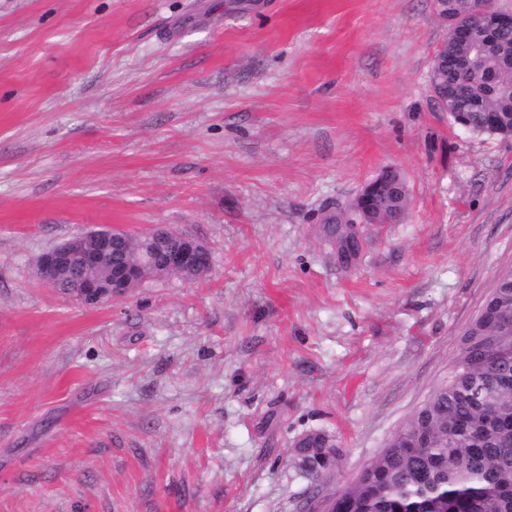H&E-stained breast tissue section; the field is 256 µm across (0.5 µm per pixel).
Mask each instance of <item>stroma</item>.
Returning <instances> with one entry per match:
<instances>
[{
  "mask_svg": "<svg viewBox=\"0 0 512 512\" xmlns=\"http://www.w3.org/2000/svg\"><path fill=\"white\" fill-rule=\"evenodd\" d=\"M447 37L432 0H0V512H308L359 475L512 265V136L441 110ZM388 168L403 217L341 269L319 219ZM98 225L209 270L43 285ZM133 237L144 242L145 255L115 264L113 243ZM174 238H179V243L169 245ZM73 266L80 270V276L72 281L77 299L83 305L97 306L127 297L152 277L177 274L185 281H194L208 270L209 252L197 240L163 225L137 236L109 228L80 230L42 252L36 274L51 288L61 280L57 289L67 293L68 275L61 277ZM323 432H312L302 436L295 448H298L300 454H303L305 462L311 473L320 476L322 472L329 469V451L330 447H323Z\"/></svg>",
  "mask_w": 512,
  "mask_h": 512,
  "instance_id": "35a3bbf8",
  "label": "stroma"
}]
</instances>
